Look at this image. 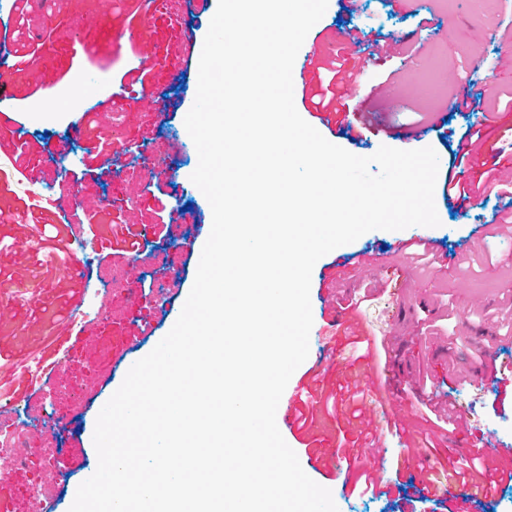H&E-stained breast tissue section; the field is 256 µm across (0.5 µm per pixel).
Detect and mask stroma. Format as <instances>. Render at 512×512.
<instances>
[{
	"mask_svg": "<svg viewBox=\"0 0 512 512\" xmlns=\"http://www.w3.org/2000/svg\"><path fill=\"white\" fill-rule=\"evenodd\" d=\"M218 0H166L187 19L194 37L186 71L166 82L149 76L124 89L120 77L154 58L151 42H118L137 26L141 0H112L111 13L93 49L71 38L75 0H0V46L19 57L12 96L0 103V392L7 419L25 432L20 465L0 474V512H37L49 497L54 512H69L79 485L98 465L93 444L97 416L131 366L170 331L193 286L212 211L192 182L198 154L186 127L198 85V54ZM427 26H420L421 18ZM512 23V0H328L305 41L313 57L297 55L305 90L314 92L321 67L335 58L363 69L365 86L389 82L399 105L388 110L367 98L351 112H373L382 131L361 137L320 127V134L358 156L380 146L433 148L440 173L454 153L466 152V133L482 130L480 165L462 181L478 180L484 165L512 160V45L496 28ZM391 45L376 59L368 51ZM496 86L485 91L487 75ZM157 99L163 119L140 104ZM420 127L421 137L406 134ZM70 134L64 155H54ZM112 143L107 170L89 173L86 152L98 139ZM178 143L168 159L165 149ZM65 172L77 196L71 210L112 253L82 249L62 214L43 209L20 172ZM439 226L430 228V252L395 254L391 245L414 230H373L320 258L312 271L313 325L309 355L293 373L285 397L292 417L279 430L303 471L329 489L338 512H512V393L503 394L489 366L512 371V195L485 193L456 205L435 195ZM184 208L187 221L156 233L160 206ZM113 216V228L103 221ZM137 245H130L129 233ZM194 248H187V240ZM79 255L80 273L60 268ZM390 257L387 286L376 289L360 258ZM141 264L135 281L126 270ZM111 295L98 334L90 338L39 388L22 382L23 369L51 359L61 348L75 310L97 311ZM336 305H327L326 292ZM93 389H85L86 381ZM487 439L493 451L472 454L469 444ZM476 465L494 490L472 496L453 485L447 499L417 501L413 481L440 463ZM388 474L381 497L356 494L360 477Z\"/></svg>",
	"mask_w": 512,
	"mask_h": 512,
	"instance_id": "35a3bbf8",
	"label": "stroma"
}]
</instances>
